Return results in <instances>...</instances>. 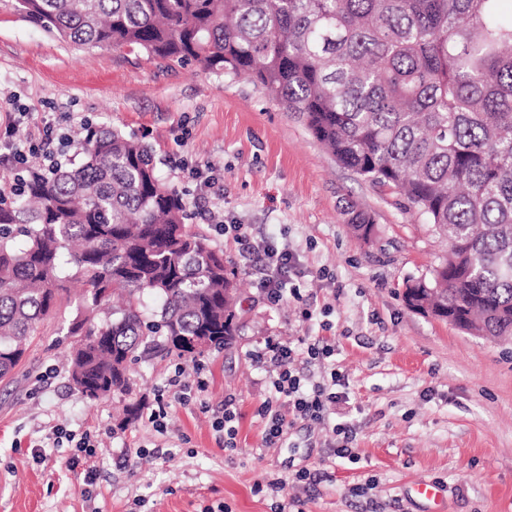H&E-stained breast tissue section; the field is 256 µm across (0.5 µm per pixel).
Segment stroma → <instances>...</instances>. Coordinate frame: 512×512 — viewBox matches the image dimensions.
<instances>
[{"mask_svg": "<svg viewBox=\"0 0 512 512\" xmlns=\"http://www.w3.org/2000/svg\"><path fill=\"white\" fill-rule=\"evenodd\" d=\"M0 86L31 114L19 138L72 112L145 138L160 178L190 201L189 223L203 224L196 184L180 165H215L224 193L209 196L208 209L246 225L254 245H288L303 295L270 302L258 288L260 265L241 260L233 233L204 224L243 286V335L196 363L144 355L131 370V397L96 402L70 384L73 340L61 328L75 310L61 309L0 382V512H272L276 503L299 512H512V341L406 307V281L430 276L442 245L401 195L336 162L250 80L194 64L162 68L138 51L78 47L20 14L16 0H0ZM350 206L372 216L371 241L350 231ZM305 336L335 339L326 366L341 377V397L329 424L296 423L264 446L257 408L268 382L251 354L267 338ZM199 365L205 402L171 405L167 440L143 415L120 427L128 399L155 404L170 396L175 367L190 382ZM229 398L240 414L230 453L212 429ZM335 423L354 427L357 462L334 456ZM56 425L90 435L92 454L55 444ZM162 441L167 456H153ZM302 468L311 479L294 481ZM275 477L280 487L268 490ZM424 479L442 485L440 504L415 494ZM368 480L372 489L352 495Z\"/></svg>", "mask_w": 512, "mask_h": 512, "instance_id": "stroma-1", "label": "stroma"}]
</instances>
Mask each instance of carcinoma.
<instances>
[{
  "mask_svg": "<svg viewBox=\"0 0 512 512\" xmlns=\"http://www.w3.org/2000/svg\"><path fill=\"white\" fill-rule=\"evenodd\" d=\"M505 0H17L47 32L167 66L243 76L345 167L397 190L448 242L404 301L512 335V19ZM78 162L0 196V380L39 326L76 304L69 376L90 401L132 393L158 350H230L246 326L236 271L186 223L152 148L98 126ZM360 239L371 216L349 212ZM157 302L148 312L144 296ZM207 337L205 347L192 339Z\"/></svg>",
  "mask_w": 512,
  "mask_h": 512,
  "instance_id": "1",
  "label": "carcinoma"
}]
</instances>
